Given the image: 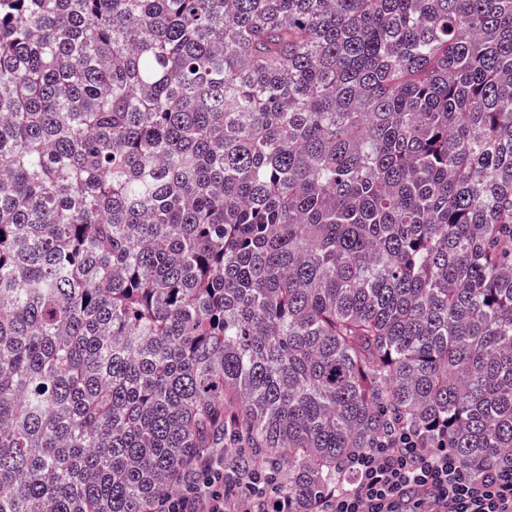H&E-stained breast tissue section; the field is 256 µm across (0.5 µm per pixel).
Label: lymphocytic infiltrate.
Returning <instances> with one entry per match:
<instances>
[{"instance_id":"lymphocytic-infiltrate-1","label":"lymphocytic infiltrate","mask_w":512,"mask_h":512,"mask_svg":"<svg viewBox=\"0 0 512 512\" xmlns=\"http://www.w3.org/2000/svg\"><path fill=\"white\" fill-rule=\"evenodd\" d=\"M419 489L432 490L442 512H512V469L474 476L448 449L426 447L420 432L409 429L353 453L342 478L308 503L305 512H407L409 492ZM230 500L239 502V512H293L264 471L231 482L223 466L206 458L191 485L161 495L154 512H224Z\"/></svg>"}]
</instances>
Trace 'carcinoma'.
Listing matches in <instances>:
<instances>
[{"label":"carcinoma","instance_id":"carcinoma-1","mask_svg":"<svg viewBox=\"0 0 512 512\" xmlns=\"http://www.w3.org/2000/svg\"><path fill=\"white\" fill-rule=\"evenodd\" d=\"M400 427L512 467V0H0V512Z\"/></svg>","mask_w":512,"mask_h":512}]
</instances>
